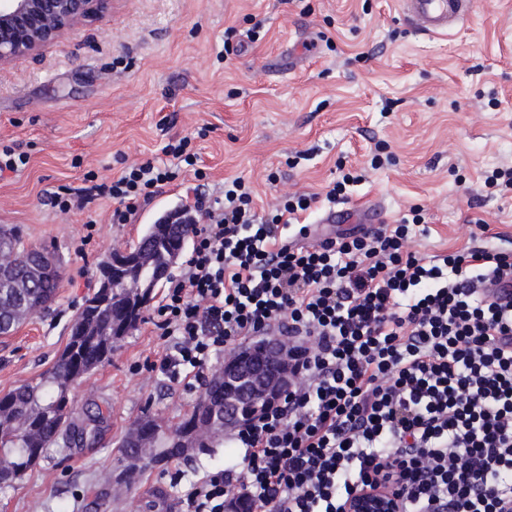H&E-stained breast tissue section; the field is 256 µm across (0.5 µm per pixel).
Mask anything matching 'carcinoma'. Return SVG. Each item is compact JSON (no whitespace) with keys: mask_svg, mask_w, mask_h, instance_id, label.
Masks as SVG:
<instances>
[{"mask_svg":"<svg viewBox=\"0 0 512 512\" xmlns=\"http://www.w3.org/2000/svg\"><path fill=\"white\" fill-rule=\"evenodd\" d=\"M189 224L167 228L149 224L137 243L129 247L140 258L135 265L117 262L114 252L98 265L97 286L69 326V338L53 365L39 377L0 396V485L22 481L27 470L59 439L80 446L97 435L100 416L93 426L73 419L71 384L112 357L115 344L131 332L141 318L150 289L171 268L178 244L187 241ZM49 252L26 246L18 233L0 226V335L9 336L26 314L48 308L55 299L61 262L43 266ZM208 387L192 412L174 426L164 429L150 418L141 420L121 443V461H128L119 474L104 479L103 486L127 481L138 462L147 467L164 459L180 458L188 452L177 439L188 436L191 450L211 460L224 447L223 429L210 426V419H197V412L212 400Z\"/></svg>","mask_w":512,"mask_h":512,"instance_id":"carcinoma-1","label":"carcinoma"}]
</instances>
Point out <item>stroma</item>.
I'll use <instances>...</instances> for the list:
<instances>
[{"label":"stroma","mask_w":512,"mask_h":512,"mask_svg":"<svg viewBox=\"0 0 512 512\" xmlns=\"http://www.w3.org/2000/svg\"><path fill=\"white\" fill-rule=\"evenodd\" d=\"M188 133L210 192L242 177L261 209L288 190L316 195L303 224L370 200L393 224L420 206L424 253L512 248V193L484 183L486 172L512 168V0H477L446 36L417 30L399 0H115L93 26L0 71V143L29 158L0 178V226L55 252L63 267L51 307L0 337V395L51 367L99 262L181 204L187 184L173 182L130 224L111 222L106 199L60 215L48 190L82 186L120 154L161 158L169 139ZM376 154L379 169L370 166ZM347 172L358 182L329 205L328 185ZM163 349L152 325L138 323L108 362L76 380L73 417L99 406V435L49 448L20 483L0 489V512H146L157 487L184 512V492L213 469L192 455L141 469L94 503L140 418L168 428L198 401L144 370Z\"/></svg>","instance_id":"obj_1"}]
</instances>
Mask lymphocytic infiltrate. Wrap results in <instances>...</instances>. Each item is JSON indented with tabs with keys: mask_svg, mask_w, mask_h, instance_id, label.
<instances>
[{
	"mask_svg": "<svg viewBox=\"0 0 512 512\" xmlns=\"http://www.w3.org/2000/svg\"><path fill=\"white\" fill-rule=\"evenodd\" d=\"M189 137L165 161L123 164L81 188L57 187L60 213L111 200L128 224L182 173L196 182L173 215L191 225V254L153 310L169 346L150 371L194 389L213 359L252 336L278 333L293 355L281 399L226 437L243 456L191 485L186 512H342L381 475L396 478L402 512H503L512 504V253L470 247L424 255V218L372 231L314 236L297 221L310 194L258 212L245 179L210 198ZM170 215V216H173ZM170 216L160 215L159 223Z\"/></svg>",
	"mask_w": 512,
	"mask_h": 512,
	"instance_id": "1",
	"label": "lymphocytic infiltrate"
}]
</instances>
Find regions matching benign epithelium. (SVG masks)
Here are the masks:
<instances>
[{"mask_svg":"<svg viewBox=\"0 0 512 512\" xmlns=\"http://www.w3.org/2000/svg\"><path fill=\"white\" fill-rule=\"evenodd\" d=\"M112 10V0H0V70L66 39ZM288 347L268 338L257 349H241L224 361V429L250 418L248 407L284 393L291 381ZM345 512H401L393 486L366 489Z\"/></svg>","mask_w":512,"mask_h":512,"instance_id":"obj_1","label":"benign epithelium"}]
</instances>
